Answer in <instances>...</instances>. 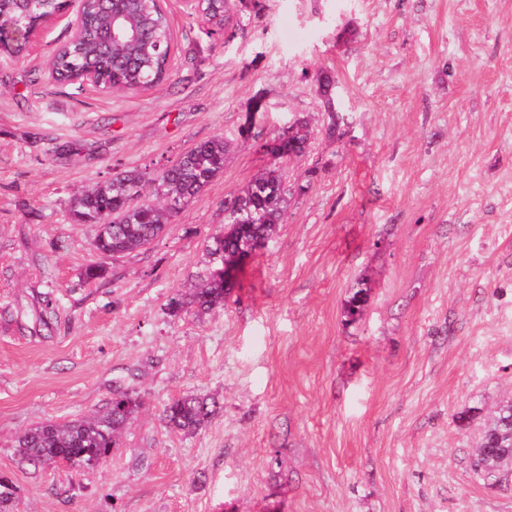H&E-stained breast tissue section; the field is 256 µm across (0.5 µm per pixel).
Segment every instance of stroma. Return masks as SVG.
I'll list each match as a JSON object with an SVG mask.
<instances>
[{"label":"stroma","instance_id":"obj_1","mask_svg":"<svg viewBox=\"0 0 512 512\" xmlns=\"http://www.w3.org/2000/svg\"><path fill=\"white\" fill-rule=\"evenodd\" d=\"M163 8L170 77L150 90L50 77L72 7L27 55L0 54L12 512H512V484L471 467L512 400V0H236L216 28L185 0ZM298 119L310 139L281 161L273 237L224 305L173 312L220 268L224 202L268 167L261 143ZM216 136L232 144L223 171L163 236L92 251L76 192ZM96 262L104 276L86 280ZM117 387L143 406L106 463L19 464L20 432L81 418ZM190 395L214 412L187 434L163 411Z\"/></svg>","mask_w":512,"mask_h":512}]
</instances>
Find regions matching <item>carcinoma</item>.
Masks as SVG:
<instances>
[{
  "mask_svg": "<svg viewBox=\"0 0 512 512\" xmlns=\"http://www.w3.org/2000/svg\"><path fill=\"white\" fill-rule=\"evenodd\" d=\"M234 5L235 0H208L203 5L204 15L210 20L222 18ZM113 8L134 15L136 27L144 32L140 45L132 48L114 43L112 49H107L112 12L105 10L98 0H85L75 19L74 34L51 59L60 80L93 72L103 78L102 88L111 93L147 90L163 83L169 76L173 48L167 18L154 0H116ZM61 9V0H40L34 4L26 0H0V14L26 26ZM227 152L224 137L217 136L197 144L157 171L115 173L74 195L71 211L75 221L98 225L93 249L103 256L125 255L144 247L161 236L171 219L224 170ZM256 184L277 187L279 192L262 198L245 190L243 197L224 202V210L243 200L249 210L237 215L236 220L247 226V235L263 238L280 223L286 202L287 189L279 162H270L265 172L251 182ZM224 223V236L214 239L212 251L231 263L240 249V237L232 231L233 219L227 216ZM229 293L221 269L212 273L187 300L175 302L174 310L193 307L199 313L206 312L224 305ZM140 408L138 398L118 387L100 412L66 423L47 421L22 432L14 445L19 462L35 470L61 463L76 470L94 469L120 447L125 429L136 419ZM212 413L206 399L194 396L176 398L163 411L166 423L184 432L200 429ZM472 469L487 484L497 478L483 464L477 450L472 456Z\"/></svg>",
  "mask_w": 512,
  "mask_h": 512,
  "instance_id": "obj_1",
  "label": "carcinoma"
}]
</instances>
